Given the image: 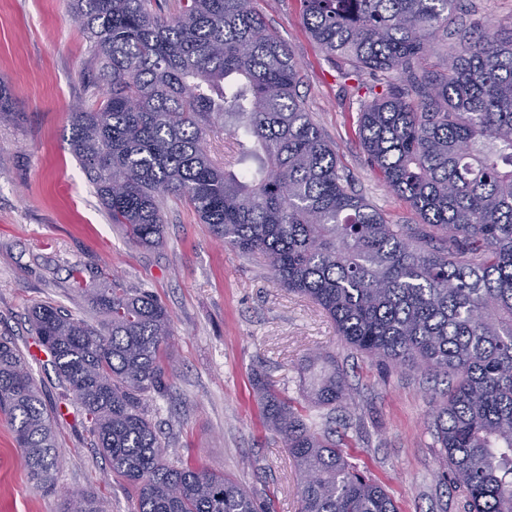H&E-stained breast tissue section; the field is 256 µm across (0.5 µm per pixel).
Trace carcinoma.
Instances as JSON below:
<instances>
[{"mask_svg": "<svg viewBox=\"0 0 512 512\" xmlns=\"http://www.w3.org/2000/svg\"><path fill=\"white\" fill-rule=\"evenodd\" d=\"M101 95L69 113L71 154L112 223L163 240V204L184 201L211 236L261 255L354 349L451 377L435 405L441 480L463 512H512V22L486 20L436 57L463 0H300L305 28L342 75L376 80L355 134L386 186L418 216L394 224L348 183L299 95L293 53L253 0H69ZM232 134L237 166L207 136ZM93 324L50 304L31 322L81 405L96 446L134 490L136 512H270L222 473L169 458L144 400L167 392L170 315L112 276L91 292ZM313 402L350 399L309 357ZM264 425L299 473L300 512H400L343 443L311 431L264 373ZM0 412L31 480L55 486L53 417L19 350L0 338ZM64 512H103L75 493Z\"/></svg>", "mask_w": 512, "mask_h": 512, "instance_id": "cac0c4a2", "label": "carcinoma"}]
</instances>
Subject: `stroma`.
Returning <instances> with one entry per match:
<instances>
[{
  "label": "stroma",
  "instance_id": "1",
  "mask_svg": "<svg viewBox=\"0 0 512 512\" xmlns=\"http://www.w3.org/2000/svg\"><path fill=\"white\" fill-rule=\"evenodd\" d=\"M255 6L293 51L299 92L349 184L393 222L417 223L370 167L355 135L366 89L342 79L308 37L300 0H255ZM88 58L69 0H0V82L13 104L12 114L0 119V336L25 354L46 404L62 409L61 465L49 494L29 479L0 414V512H62L67 498L82 492L100 497L105 512H134L132 489L99 453L67 384L48 356L30 354L38 344L29 321L34 305L98 322L86 289L114 274L127 287L152 292L171 316V385L146 409L183 460L223 471L271 501L275 512H298L297 468L282 438L264 426L250 385L259 368L304 407L312 430L343 440L351 462L382 479L402 512H461L457 492L440 481L432 424L443 382L381 364L346 344L333 321L288 291L263 257L215 241L179 200L167 203L158 247L136 245L112 224L67 144V116L89 100ZM316 351L346 374L347 404L331 409L310 402L303 365Z\"/></svg>",
  "mask_w": 512,
  "mask_h": 512
}]
</instances>
